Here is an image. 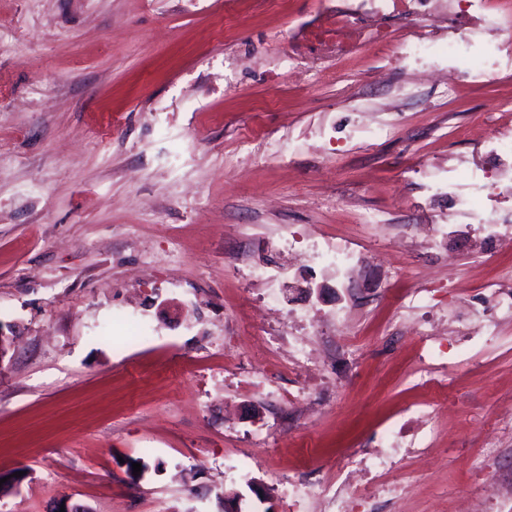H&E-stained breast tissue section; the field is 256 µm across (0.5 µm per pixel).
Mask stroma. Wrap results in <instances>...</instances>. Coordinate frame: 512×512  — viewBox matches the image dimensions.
I'll return each instance as SVG.
<instances>
[{"label":"stroma","instance_id":"obj_1","mask_svg":"<svg viewBox=\"0 0 512 512\" xmlns=\"http://www.w3.org/2000/svg\"><path fill=\"white\" fill-rule=\"evenodd\" d=\"M323 0H0V512H322L336 466L383 427L433 414L429 451L400 460L401 512H453L456 494L512 468V243L421 224L488 174L470 129L512 139V58L482 82H430L479 0L380 14V45L351 56L296 29ZM354 242V281L316 267ZM275 260L290 278L254 271ZM322 285L300 301L295 285ZM425 290L411 312L403 296ZM497 321L466 343L469 309ZM324 366L273 368L272 336L301 315ZM446 366L424 379L421 323ZM146 469L129 483L126 463ZM309 497L290 492L296 478ZM267 497L259 499L251 483Z\"/></svg>","mask_w":512,"mask_h":512}]
</instances>
